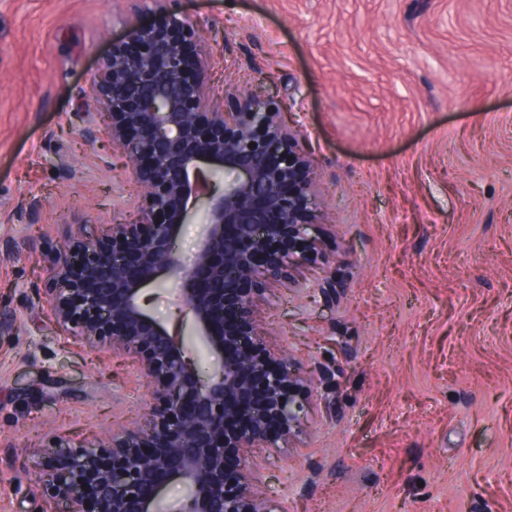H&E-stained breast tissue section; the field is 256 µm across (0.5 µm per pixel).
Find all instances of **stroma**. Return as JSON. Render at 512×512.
Instances as JSON below:
<instances>
[{"instance_id": "35a3bbf8", "label": "stroma", "mask_w": 512, "mask_h": 512, "mask_svg": "<svg viewBox=\"0 0 512 512\" xmlns=\"http://www.w3.org/2000/svg\"><path fill=\"white\" fill-rule=\"evenodd\" d=\"M165 0H0V512H70L36 481L46 445L133 427L137 358L61 335L47 255L143 205L77 112L126 19ZM223 97L264 75L290 104L322 206L313 249L258 280L267 349L313 381L280 448L246 449L288 512H512V0H175ZM144 310L208 378L171 287Z\"/></svg>"}]
</instances>
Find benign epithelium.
Instances as JSON below:
<instances>
[{
  "instance_id": "7a95c632",
  "label": "benign epithelium",
  "mask_w": 512,
  "mask_h": 512,
  "mask_svg": "<svg viewBox=\"0 0 512 512\" xmlns=\"http://www.w3.org/2000/svg\"><path fill=\"white\" fill-rule=\"evenodd\" d=\"M126 27L78 120L88 135L106 126L148 205L141 219L109 225L105 242L53 248L41 300L84 346L108 336L116 354L146 347L153 406L147 426L112 446H50L36 468L50 476L46 491L76 512H164L158 489L171 476L187 487L182 512H271L230 461L288 439L303 411L293 388L304 378L287 358L232 345L252 335L249 285L285 262L289 239H308L302 215L313 181L276 102L243 91L205 111L206 69L187 53L198 35L192 20L160 11L149 24L132 15ZM226 168L237 176L219 193L212 176ZM198 206L202 240L187 266L170 240ZM161 273L189 284L174 289L176 300L217 352L205 383L184 345L138 304L141 286Z\"/></svg>"
}]
</instances>
